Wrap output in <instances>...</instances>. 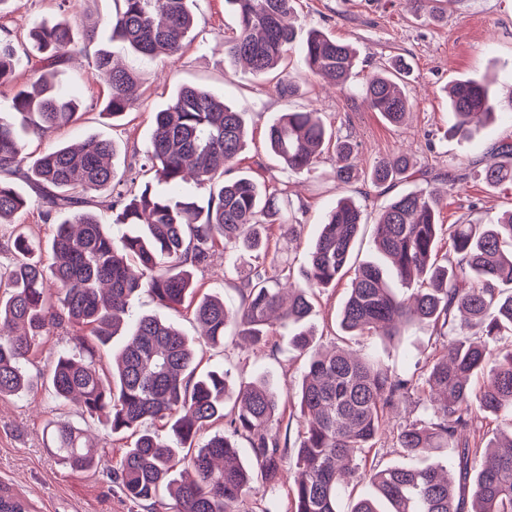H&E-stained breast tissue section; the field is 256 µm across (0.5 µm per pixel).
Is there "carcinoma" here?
Instances as JSON below:
<instances>
[{"label": "carcinoma", "mask_w": 512, "mask_h": 512, "mask_svg": "<svg viewBox=\"0 0 512 512\" xmlns=\"http://www.w3.org/2000/svg\"><path fill=\"white\" fill-rule=\"evenodd\" d=\"M105 22L112 42L136 56H173L195 22L192 0H118ZM238 31L224 40V58L244 62L257 75L269 74L295 47L288 23L294 0H228ZM97 27L80 29L66 20L43 22L28 34L30 51L40 54L44 74L19 89L0 110V224L32 206L45 219L65 214L53 225V262L44 267L26 226L11 240L13 262L0 267V398L21 396L32 381L25 363L44 337L61 326L72 328V345L57 354L50 370L55 397L75 400L92 420L114 434L131 433L134 442L112 469V481L138 506L154 504L165 493L172 512H244L253 484L276 485L288 456V438L272 431L280 396L260 376L239 389L231 412L222 370L198 371L196 352L172 323L155 315H135L132 301L142 291L177 309L194 298L193 274L211 263L218 243L255 254L241 274L237 306L204 295L192 307L205 342L224 346L228 332L255 346L269 344L270 314L300 326L294 349L308 356L297 395L302 430L294 458L297 477L289 487L285 512H339L338 500L350 482L369 479L374 494L351 512H512V419L509 433L487 445L470 442L466 432L479 417L512 413V348L491 345L512 335V211L495 224H453L447 250L439 254L441 203L434 187L396 195L374 224L377 252L392 266L396 293L382 266L369 261L355 269L339 328L347 336L371 334L393 339L413 326L436 336L441 348L415 378L395 376L383 364L350 350H311L310 295L346 273L363 224V211L351 198L325 215L309 250L304 282L284 289L288 269L267 265L269 227L292 233L282 219L281 198L288 185L271 189L248 176L224 179V167L245 147L244 113L201 88L182 85L155 113V127L141 162L130 178L116 179L111 161L118 147L91 137L79 146L58 145L32 162L25 138L69 125L79 111L74 94L54 89L52 78L67 62L68 50L90 43ZM308 73L344 86L353 74L354 47L314 30L300 45ZM19 58L11 41L0 40V80L10 77ZM96 69L108 74L110 95L103 113L116 119L134 105L135 70L113 64V52L95 53ZM404 64L372 72L364 102L393 125L410 111L400 86ZM455 122L452 137H467L492 119L499 104L488 88L459 78L449 86ZM266 146L281 170L311 172L324 146L336 151V177L347 184L357 169L358 144L333 136L319 113L285 112L266 130ZM482 172L487 186L512 184V140L492 151ZM416 174L410 158L398 154L371 170L376 186L395 185ZM30 188L26 194L15 181ZM189 181L208 189L204 196L183 191ZM112 224L125 228L118 237ZM124 332L112 365L96 362V352ZM485 377L474 390L471 379ZM445 395L430 399L427 415L397 430L396 444L410 457L440 454L456 469L437 465L367 467L356 455L375 447L387 415L424 389ZM169 428L167 438L147 428ZM224 432L196 444L215 424ZM55 454L75 472H94L104 449L83 429L65 421L47 424ZM245 439L256 462H240L235 440ZM23 497L0 489V512H30Z\"/></svg>", "instance_id": "cac0c4a2"}]
</instances>
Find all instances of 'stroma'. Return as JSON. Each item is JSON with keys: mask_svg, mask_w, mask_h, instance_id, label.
<instances>
[{"mask_svg": "<svg viewBox=\"0 0 512 512\" xmlns=\"http://www.w3.org/2000/svg\"><path fill=\"white\" fill-rule=\"evenodd\" d=\"M434 4L436 11L429 16L414 12L408 0H296L292 20L298 39H306L314 28L356 48L358 76L350 87L341 89L310 76L296 51L275 75L259 76L225 61L223 42L237 29L234 9L228 0H197L195 26L180 53L143 64L134 55L117 51L120 63L137 70L140 84L133 109L116 120L101 113L110 89L104 79L96 77L93 65L97 44L105 43L107 37L106 31L100 30L96 44L75 46L54 77L55 85L79 97L82 115L69 126L29 138L26 149L38 156L63 143L79 144L91 136L106 138L120 149L114 167L117 176L125 177L130 163L149 143L155 112L179 86L193 84L221 96L226 104L244 112L248 130L232 176L246 175L269 186L283 181L288 184L283 209L300 223L289 239L271 229L269 255L276 264L289 266L297 283L302 280L308 249L325 214L345 196L365 206L369 217L352 262L357 265L375 259L371 221L392 192L376 188L369 174L377 161L399 151L413 157L417 169L427 171L434 186H444L446 178H455L439 213L441 224L496 223L512 209V187L488 188L479 172L495 143L512 138V112L502 111L470 139L445 137L453 122L445 88L454 79L467 77L485 82L499 103L512 97V0H434ZM114 12V0H10L0 12V39H11L19 47L28 30L39 22L100 25ZM396 57L409 66L404 82L413 102L406 122L397 127L362 101L364 76ZM291 78L298 80V92L290 97L279 94L277 81ZM312 108L320 112L328 127L357 142L360 177L352 184L337 180L332 151H324L311 174L291 176L281 171L267 151L265 131L281 113ZM249 262V255L242 251L237 252L235 261H227L223 247H216L212 264L195 273L198 295H217L227 304H239V272ZM350 283L346 275L336 285L317 290L306 322L313 347L357 350L380 360L395 375L416 373L435 351L428 331L415 327L391 341L339 331L338 316ZM132 311L173 321L194 340L200 370L226 371L229 391L263 375L277 391L289 393L278 423L286 427L290 442H298L301 422L295 395L307 359L290 345L293 327L276 325L275 347L260 352L230 336L225 337L223 346L214 348L200 342V328L187 309L164 308L144 293L135 300ZM421 411V401L414 398L391 415L386 435L369 453L374 464L408 465V458L396 446L395 434L400 424ZM51 420H66L87 429L105 446L98 471L72 472L51 453L43 439V429ZM129 444V439L106 433L96 421L81 415L75 403L56 399L45 384H37L22 396L0 399V486L25 495L34 512H143L126 500L107 476Z\"/></svg>", "mask_w": 512, "mask_h": 512, "instance_id": "35a3bbf8", "label": "stroma"}]
</instances>
